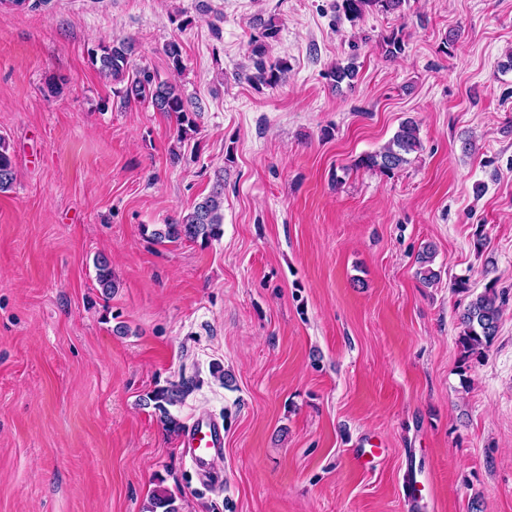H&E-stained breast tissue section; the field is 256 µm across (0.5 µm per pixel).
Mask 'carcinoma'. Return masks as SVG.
Masks as SVG:
<instances>
[{
	"label": "carcinoma",
	"mask_w": 512,
	"mask_h": 512,
	"mask_svg": "<svg viewBox=\"0 0 512 512\" xmlns=\"http://www.w3.org/2000/svg\"><path fill=\"white\" fill-rule=\"evenodd\" d=\"M404 0H342L341 8L352 21L362 19L367 13L377 10L384 13H395L400 10ZM261 32L249 42V58L252 67L245 74V80L256 86L273 87L286 79L289 71L288 62L270 61L269 48L277 38L280 28L275 18L270 17L260 22ZM385 54L390 58L398 57L404 51V41L397 31H392L382 38ZM100 53H92V62L99 65V70L106 77L115 81L125 80L130 70V56L133 44L119 40L108 45L99 46ZM327 76L340 86L342 82L351 81L356 76L354 63L345 66L337 65ZM142 99L159 112L173 115L181 131V137L195 131L194 112L189 108L188 99L177 86L160 80L147 68L135 71L134 78L126 86L123 98ZM422 148L419 128L412 119L403 121L392 138L378 151L361 156L356 166L377 170L390 174L410 162L409 156ZM16 179L15 170L6 143L0 140V191L10 189ZM224 224V184L218 183L211 193L202 198L192 211L180 220L164 224L155 230L156 239L178 240L185 238L192 241L208 242L223 234ZM419 269L417 275L430 285L437 281L438 274L431 268L433 251L425 248L417 257ZM96 280L106 293L112 292V268L107 257L101 255L95 260ZM505 300L503 295L494 288H487L476 295L459 315L461 332L459 346L461 356L467 360L478 356L490 345L498 331V323ZM185 393L184 387L158 389L148 396L154 408L160 413V420L166 428L178 431L182 428L179 420L174 417L169 407L179 402ZM146 512H178L175 499L165 489L157 490L150 499Z\"/></svg>",
	"instance_id": "1"
}]
</instances>
